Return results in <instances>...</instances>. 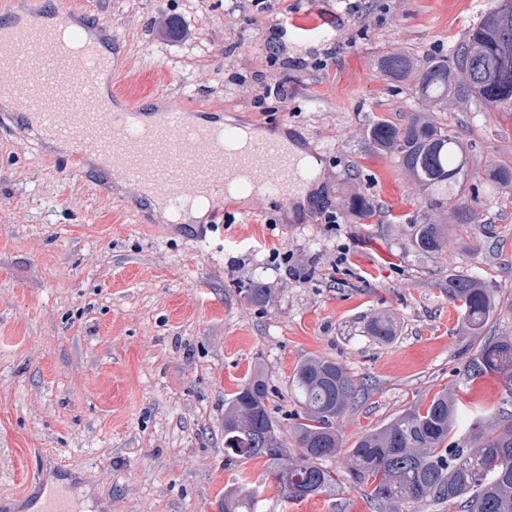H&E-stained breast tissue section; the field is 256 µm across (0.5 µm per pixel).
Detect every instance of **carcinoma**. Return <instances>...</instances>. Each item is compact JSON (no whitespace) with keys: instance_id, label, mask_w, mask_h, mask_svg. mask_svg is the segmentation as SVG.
Returning <instances> with one entry per match:
<instances>
[{"instance_id":"1","label":"carcinoma","mask_w":512,"mask_h":512,"mask_svg":"<svg viewBox=\"0 0 512 512\" xmlns=\"http://www.w3.org/2000/svg\"><path fill=\"white\" fill-rule=\"evenodd\" d=\"M381 72L407 83L418 108L408 120L372 122L361 133L371 147L398 156L402 172L421 191H438L467 176L468 159L454 133L432 113L453 102L466 110L473 102L512 105V0H496L478 26L459 43L451 58L422 60L393 49L379 60ZM347 211L369 216L370 202L358 190L344 200ZM471 208L448 197V207L415 228L413 247L443 254L446 224H467ZM448 300L457 305L465 328L479 336L496 311L493 290L472 276L448 280ZM365 332L382 341L397 336L395 319L374 314ZM499 374L503 401L512 402V337H489L471 359L466 376L475 380ZM301 412L295 424L300 451L288 452L271 409L265 376L255 371L224 405L225 460L267 457L274 479L288 499L318 495L335 482L322 461L341 454L337 420L355 398L357 386L343 364L313 356L298 364L290 381ZM349 475L371 483L370 496L390 512H419L448 502L458 512H512V416L486 424L482 416L464 420L455 393L440 391L391 422L364 433L344 458ZM223 512H255L250 490L224 494Z\"/></svg>"}]
</instances>
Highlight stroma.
Instances as JSON below:
<instances>
[{"label": "stroma", "mask_w": 512, "mask_h": 512, "mask_svg": "<svg viewBox=\"0 0 512 512\" xmlns=\"http://www.w3.org/2000/svg\"><path fill=\"white\" fill-rule=\"evenodd\" d=\"M69 2V19L112 46L116 109L246 123L320 166L306 203L219 191L209 215L180 223L147 211L121 172H73L67 151L18 134L21 113L0 109V502H21L52 460L84 512H220L241 481L259 512H383L337 458L335 485L303 500L283 498L268 459L225 464L224 401L262 370L293 435L289 379L319 355L360 389L337 421L343 448L445 389L497 415L498 377L466 379L481 337L462 330L448 278L493 288L484 335L512 337V184L495 178L512 168V106L436 115L469 160L452 193L473 213L447 226L441 255L412 235L447 194L412 190L396 157L356 137L416 106L382 75L383 53L452 56L494 0ZM352 180L369 218L341 204ZM214 211L224 222L199 244ZM372 313L396 319L394 339L365 335Z\"/></svg>", "instance_id": "stroma-1"}]
</instances>
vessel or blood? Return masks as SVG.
<instances>
[{
    "mask_svg": "<svg viewBox=\"0 0 512 512\" xmlns=\"http://www.w3.org/2000/svg\"><path fill=\"white\" fill-rule=\"evenodd\" d=\"M51 32L48 26L17 27L11 38H0V69L12 73L10 93L43 138L70 141L73 129L83 130V142L70 148L74 168H82L89 156L87 141L111 140L110 169L123 172L137 190L166 200L205 196L212 183L239 180L242 171L260 163L269 174L265 189L278 193L283 205L292 203L288 186L298 177L291 152L282 143L268 142L230 155L224 147L240 141L237 125L198 122L174 108L166 111L162 128L144 137L140 112L127 110L125 121H118L100 95L93 77L106 67V56L96 50L59 54ZM26 510L79 512L73 498L44 485L28 495Z\"/></svg>",
    "mask_w": 512,
    "mask_h": 512,
    "instance_id": "obj_1",
    "label": "vessel or blood"
}]
</instances>
